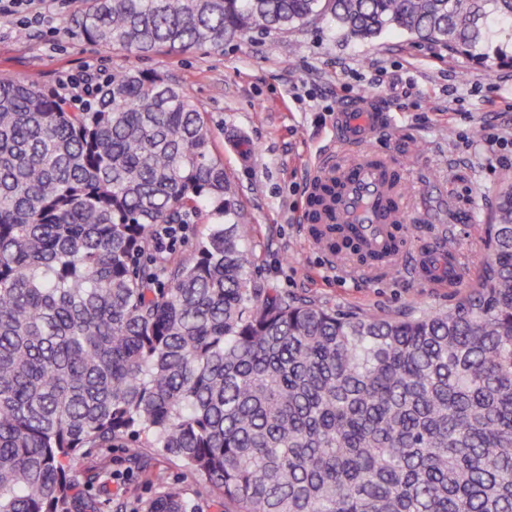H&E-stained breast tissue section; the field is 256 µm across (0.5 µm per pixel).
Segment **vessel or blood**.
Here are the masks:
<instances>
[{
  "label": "vessel or blood",
  "mask_w": 512,
  "mask_h": 512,
  "mask_svg": "<svg viewBox=\"0 0 512 512\" xmlns=\"http://www.w3.org/2000/svg\"><path fill=\"white\" fill-rule=\"evenodd\" d=\"M391 125L390 111L375 98L338 102L333 145L315 158L302 213L303 223L317 227L307 237L309 245L331 261L336 258L327 244L332 226L356 225L363 248L384 262L378 272L382 278L393 270L394 255L410 253L408 246L394 244L404 234L408 214L401 174L392 159L366 149L371 139ZM444 254L449 276L442 279L433 273L435 252L425 248L414 252L411 272L416 280L430 288L465 281L470 271L459 254L452 248Z\"/></svg>",
  "instance_id": "vessel-or-blood-1"
}]
</instances>
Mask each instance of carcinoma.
Returning <instances> with one entry per match:
<instances>
[{"instance_id": "carcinoma-1", "label": "carcinoma", "mask_w": 512, "mask_h": 512, "mask_svg": "<svg viewBox=\"0 0 512 512\" xmlns=\"http://www.w3.org/2000/svg\"><path fill=\"white\" fill-rule=\"evenodd\" d=\"M318 19L512 61V0H88L74 29L148 55ZM95 99L0 76V512H98L72 472L116 443L205 476L224 512H512V180L455 303L340 314L250 286L246 215L183 86L118 69ZM203 205L192 256L153 255ZM336 252L379 263L342 224ZM138 512L203 504L172 483Z\"/></svg>"}]
</instances>
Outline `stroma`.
<instances>
[{
	"mask_svg": "<svg viewBox=\"0 0 512 512\" xmlns=\"http://www.w3.org/2000/svg\"><path fill=\"white\" fill-rule=\"evenodd\" d=\"M83 0H45L43 15H0V75L38 76L67 96L82 94L87 64L102 77L131 68L167 75L202 106L224 169L247 221L238 233L253 253L251 287L276 288L339 313L395 315L444 308L461 289L427 288L396 267L383 280L344 276L309 247L301 210L314 157L333 135L339 100L370 94L392 109L393 127L372 144L404 174L414 245L454 243L478 268L489 252L484 226L503 179L512 177V66L484 64L390 30L372 41L344 37L329 22L289 31L290 54L271 51L277 33L255 30L223 50L146 56L106 50L73 32ZM85 466L101 482L80 492L103 512L122 500L136 512L163 484L182 480L206 491L204 477L182 475L163 458L129 469L122 448L101 449Z\"/></svg>",
	"mask_w": 512,
	"mask_h": 512,
	"instance_id": "stroma-1",
	"label": "stroma"
}]
</instances>
